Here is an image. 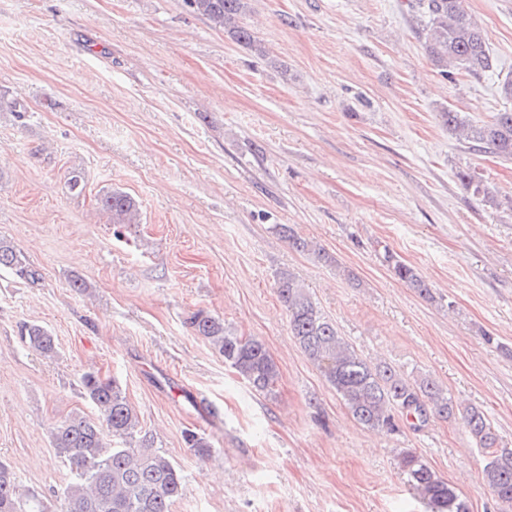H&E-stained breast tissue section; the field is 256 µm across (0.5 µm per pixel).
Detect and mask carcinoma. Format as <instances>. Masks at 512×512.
<instances>
[{"label":"carcinoma","instance_id":"obj_1","mask_svg":"<svg viewBox=\"0 0 512 512\" xmlns=\"http://www.w3.org/2000/svg\"><path fill=\"white\" fill-rule=\"evenodd\" d=\"M184 3L232 41L263 54L261 43L243 22L248 0H184ZM407 6L415 16L423 46L442 76H448L450 68L476 75L497 69L485 33L466 9L464 0H408ZM441 118L448 130L472 150L512 159V110L498 112L482 124L453 109L441 112ZM458 178L475 195L489 197L490 191L473 171L463 170ZM98 204L118 226L140 223V204L127 192L106 191L99 196ZM278 232L296 250L332 262L324 249L296 236L289 225H278ZM387 262L394 274L420 295L430 294L414 267L391 254L387 255ZM2 268L13 269L33 282L38 280L37 273L26 266L23 254L0 240ZM276 292L288 312L291 336L336 390L356 421L370 430L395 434L401 431L402 419L418 430L432 418L446 421L459 417L475 447L487 454L484 476L494 501L501 512H512V451H497L498 435L483 411L471 407L460 412L448 391L432 378H411L387 364L373 365L361 357L291 271L279 272ZM189 325L257 393H273L279 370L261 340L239 336L223 320L203 311L194 313ZM22 337L45 357L57 354L55 337L39 324L25 325ZM81 385L84 396L98 410L99 418L95 420L75 412L52 432L54 448L74 473V480L62 490L60 512H172V506L184 492L183 477L175 464L141 435L139 417L121 386L94 371L83 374ZM185 442L201 456L210 454L211 444L201 434L189 431ZM400 466L427 512H469L455 488L422 457L410 450L403 451ZM19 490L16 473L0 462V512H49L41 498L34 494L25 498Z\"/></svg>","mask_w":512,"mask_h":512}]
</instances>
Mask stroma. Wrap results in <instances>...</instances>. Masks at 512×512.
Instances as JSON below:
<instances>
[{
	"label": "stroma",
	"mask_w": 512,
	"mask_h": 512,
	"mask_svg": "<svg viewBox=\"0 0 512 512\" xmlns=\"http://www.w3.org/2000/svg\"><path fill=\"white\" fill-rule=\"evenodd\" d=\"M465 5L497 61L480 77L439 74L405 0H251L262 57L183 0H0V100L17 106L0 112V239L40 275L0 270V460L23 489L52 507L72 480L51 433L71 412L96 416L81 388L95 371L180 469L172 512H425L404 448L470 512H498L461 421L360 425L290 336L275 289L292 271L364 359L432 377L512 448V160L470 151L440 117L512 109L499 91L512 0ZM466 168L492 201L459 182ZM114 188L139 201L140 223L115 230L96 207ZM280 224L330 262L294 250ZM197 310L265 343L272 396L193 333ZM26 323L51 331L56 359L22 342ZM387 262L392 265L394 274L403 282L407 283L411 288L422 296L430 295L428 285L422 280L414 267L407 265L388 252Z\"/></svg>",
	"instance_id": "1"
}]
</instances>
